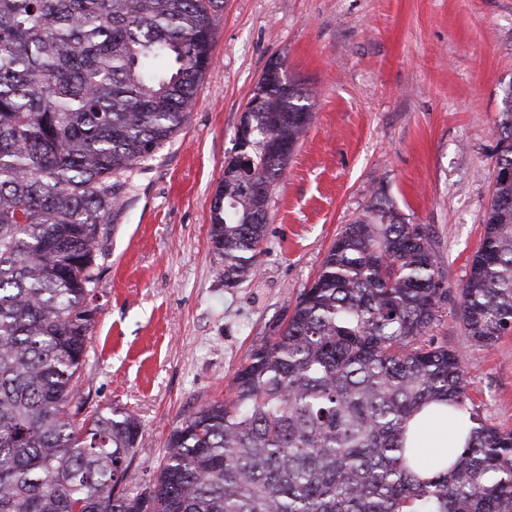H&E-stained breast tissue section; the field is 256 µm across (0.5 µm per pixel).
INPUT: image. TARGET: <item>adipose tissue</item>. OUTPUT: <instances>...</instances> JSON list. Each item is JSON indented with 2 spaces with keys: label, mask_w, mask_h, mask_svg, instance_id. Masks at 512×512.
<instances>
[{
  "label": "adipose tissue",
  "mask_w": 512,
  "mask_h": 512,
  "mask_svg": "<svg viewBox=\"0 0 512 512\" xmlns=\"http://www.w3.org/2000/svg\"><path fill=\"white\" fill-rule=\"evenodd\" d=\"M408 436L418 450L422 470L429 476L434 473L433 460L448 449L463 447L466 439L457 418H439L427 411L415 418Z\"/></svg>",
  "instance_id": "ef3b65f1"
}]
</instances>
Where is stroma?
I'll return each instance as SVG.
<instances>
[{
    "label": "stroma",
    "mask_w": 512,
    "mask_h": 512,
    "mask_svg": "<svg viewBox=\"0 0 512 512\" xmlns=\"http://www.w3.org/2000/svg\"><path fill=\"white\" fill-rule=\"evenodd\" d=\"M213 53L181 131L125 174L99 259L80 394L88 409L138 417L132 469L145 480L183 417L223 399L378 187L430 227L448 288H461L512 91V0H224ZM276 57L304 80L314 120L271 192L258 272L228 288L211 209L241 113ZM437 333L464 355L486 422L512 429V334L475 345L450 312Z\"/></svg>",
    "instance_id": "stroma-1"
}]
</instances>
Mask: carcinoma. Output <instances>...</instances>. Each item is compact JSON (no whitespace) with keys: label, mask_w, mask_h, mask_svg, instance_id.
Here are the masks:
<instances>
[{"label":"carcinoma","mask_w":512,"mask_h":512,"mask_svg":"<svg viewBox=\"0 0 512 512\" xmlns=\"http://www.w3.org/2000/svg\"><path fill=\"white\" fill-rule=\"evenodd\" d=\"M224 0H0V512H512V430L468 394L435 333L446 306L471 341L512 332V176L495 175L481 247L451 296L429 228L379 187L292 312L253 346L229 396L186 416L150 484L141 424L79 396L100 243L120 177L187 120ZM221 180L209 237L224 286L255 275L269 195L314 115L277 73ZM495 170L512 168V99ZM443 404L472 424L456 459L415 472L408 424Z\"/></svg>","instance_id":"obj_1"}]
</instances>
